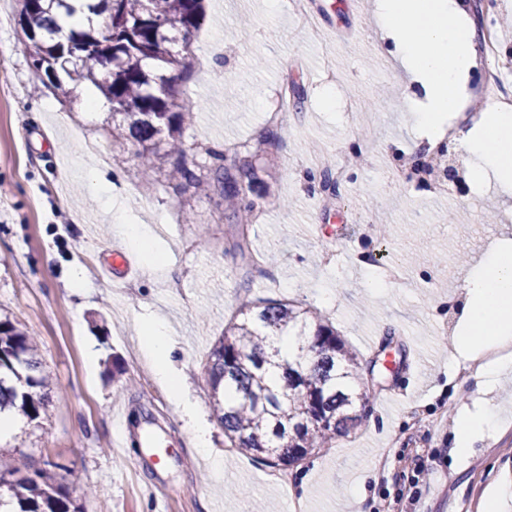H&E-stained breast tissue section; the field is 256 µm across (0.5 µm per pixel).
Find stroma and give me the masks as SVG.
Here are the masks:
<instances>
[{
    "label": "stroma",
    "instance_id": "obj_1",
    "mask_svg": "<svg viewBox=\"0 0 512 512\" xmlns=\"http://www.w3.org/2000/svg\"><path fill=\"white\" fill-rule=\"evenodd\" d=\"M303 5L324 39L301 28L293 0H203L199 30L174 46L191 61L178 102L194 112L184 129L192 156L206 165L209 151L229 149L260 170L264 215L248 239L253 254L276 260L248 278L220 191L183 193L165 170L129 154L115 161L110 104L92 116L87 101L102 98L93 84H42L16 0H0V311L38 337L55 384L23 450L79 472L91 489L78 498L84 512H482L512 482V368L460 375L456 343L467 320L456 284L493 242L512 238V198L495 182L473 185L456 140L448 194L407 182L404 167L427 138L406 101L423 90L387 53L373 0ZM296 79L304 102L287 137L271 140L267 114ZM312 143L358 158L337 194L321 184ZM90 170L112 183V208L90 189ZM116 207L151 229L162 270L116 237ZM369 220L386 234H363ZM116 252L130 270L113 269ZM392 266L401 282L389 280ZM267 301L326 315L383 383L361 428L290 468L226 448L202 375L231 314ZM154 318L172 331L176 398L139 342ZM478 405L495 407L499 422L458 452L452 420ZM188 407L210 430L209 451L194 445ZM140 411L173 452L164 465L135 453L143 428L113 426L114 413Z\"/></svg>",
    "mask_w": 512,
    "mask_h": 512
}]
</instances>
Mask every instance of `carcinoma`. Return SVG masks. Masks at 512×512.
<instances>
[{"instance_id": "1", "label": "carcinoma", "mask_w": 512, "mask_h": 512, "mask_svg": "<svg viewBox=\"0 0 512 512\" xmlns=\"http://www.w3.org/2000/svg\"><path fill=\"white\" fill-rule=\"evenodd\" d=\"M24 51L36 72L76 84L90 82L112 109V146L130 151L149 168L169 166L177 189L198 193L217 186L233 223L245 229L261 196L255 167L213 159L210 177L187 160L183 140L193 112L176 110L175 80L186 58L171 44L188 42L201 21V0H88L98 21L64 27L75 13L70 0H17ZM363 364L317 311L290 302L243 304L213 346L205 368L212 414L224 438L239 452L273 466H295L312 452L331 448L365 421L369 403L360 389ZM53 381L43 370L38 342L0 314V415L34 421L46 412ZM56 463L36 468L27 454L0 450V507L9 512H81L71 497L77 474L54 473Z\"/></svg>"}]
</instances>
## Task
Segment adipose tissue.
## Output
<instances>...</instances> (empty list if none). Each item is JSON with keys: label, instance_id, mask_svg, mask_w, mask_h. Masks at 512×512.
Returning a JSON list of instances; mask_svg holds the SVG:
<instances>
[{"label": "adipose tissue", "instance_id": "obj_1", "mask_svg": "<svg viewBox=\"0 0 512 512\" xmlns=\"http://www.w3.org/2000/svg\"><path fill=\"white\" fill-rule=\"evenodd\" d=\"M461 0H376L375 17L388 41L387 52L418 82L424 99L410 105L418 126L430 137L448 113L460 106V89L475 65L476 32L462 22ZM472 162L473 181L494 173L512 188V110L489 107L463 135ZM467 329L457 342L504 345L512 342V246L491 248L469 271ZM142 344L153 371L172 392L181 380L173 370L170 328L162 321L146 324Z\"/></svg>", "mask_w": 512, "mask_h": 512}]
</instances>
